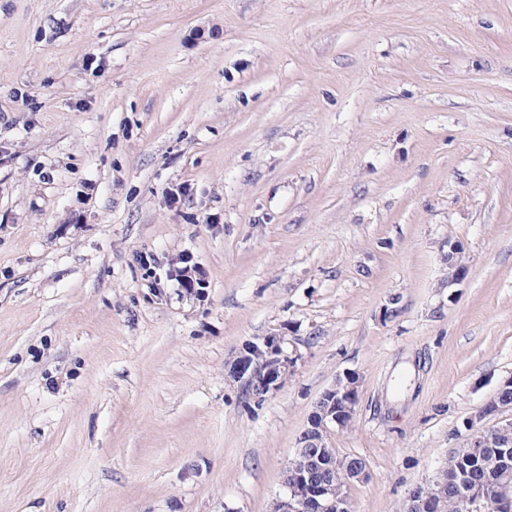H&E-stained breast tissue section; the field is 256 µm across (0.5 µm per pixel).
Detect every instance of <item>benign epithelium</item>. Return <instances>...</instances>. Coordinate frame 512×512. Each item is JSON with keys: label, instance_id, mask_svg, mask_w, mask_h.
<instances>
[{"label": "benign epithelium", "instance_id": "benign-epithelium-1", "mask_svg": "<svg viewBox=\"0 0 512 512\" xmlns=\"http://www.w3.org/2000/svg\"><path fill=\"white\" fill-rule=\"evenodd\" d=\"M169 277L178 281L189 294L205 295L208 282L197 266H174ZM282 336H257L242 344L226 362L225 370L247 402L259 403L281 389L292 375L296 359L289 354ZM357 404V378L348 372L336 378L315 404L309 425L299 440L288 468L283 470L281 483L284 497L274 502L272 512H345L340 488L368 478L366 463L342 466L336 462L335 449L328 446L327 433L332 426L344 428L353 419ZM504 409H512L511 402L491 401L467 420L471 447L488 448L482 438L485 428L482 420ZM454 471V457L448 456L446 466L438 476L426 484V492L413 490L406 499L403 512H444L438 504L444 501L448 475ZM457 505L462 512H509L512 509V485L497 484L494 499H484L476 489L462 488Z\"/></svg>", "mask_w": 512, "mask_h": 512}]
</instances>
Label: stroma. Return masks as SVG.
<instances>
[{"instance_id":"35a3bbf8","label":"stroma","mask_w":512,"mask_h":512,"mask_svg":"<svg viewBox=\"0 0 512 512\" xmlns=\"http://www.w3.org/2000/svg\"><path fill=\"white\" fill-rule=\"evenodd\" d=\"M346 372L353 512L512 376V0H0V512H271ZM169 277L178 281L189 294L202 297L208 282L198 266H172L169 270ZM282 336H257L247 340L226 362L225 370L246 402L259 403L277 392L292 375L295 356Z\"/></svg>"}]
</instances>
